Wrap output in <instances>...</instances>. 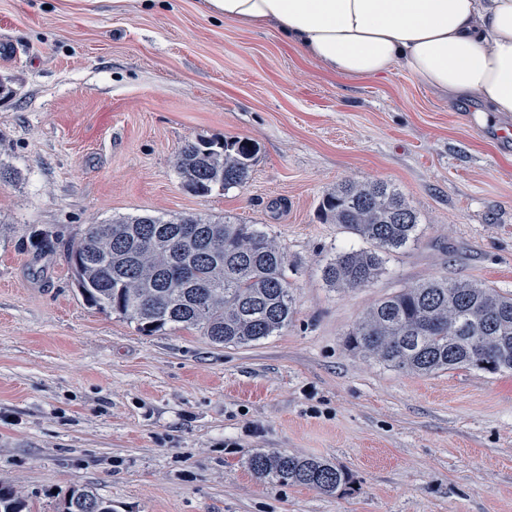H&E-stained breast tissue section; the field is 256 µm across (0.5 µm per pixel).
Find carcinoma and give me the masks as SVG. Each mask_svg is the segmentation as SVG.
<instances>
[{"mask_svg": "<svg viewBox=\"0 0 512 512\" xmlns=\"http://www.w3.org/2000/svg\"><path fill=\"white\" fill-rule=\"evenodd\" d=\"M245 139L198 138L178 150L175 167L195 196L243 186L257 159ZM323 219L372 248L336 253L321 269L333 288H364L384 255L417 239L419 216L385 182H343L327 192ZM86 304L135 324L151 336L194 330L211 343L242 346L288 326L293 296L288 258L256 224L224 216L164 218L127 214L87 225L80 239H57ZM347 345L396 371L430 376L457 368L512 372V295L446 279L403 288L378 301L347 332ZM249 467L259 479L344 491L349 473L332 462L285 452H258ZM0 512H30L17 492L0 488ZM62 512H114L112 500L73 487Z\"/></svg>", "mask_w": 512, "mask_h": 512, "instance_id": "carcinoma-1", "label": "carcinoma"}]
</instances>
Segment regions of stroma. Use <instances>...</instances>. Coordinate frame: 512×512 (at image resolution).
<instances>
[{
  "label": "stroma",
  "mask_w": 512,
  "mask_h": 512,
  "mask_svg": "<svg viewBox=\"0 0 512 512\" xmlns=\"http://www.w3.org/2000/svg\"><path fill=\"white\" fill-rule=\"evenodd\" d=\"M0 485L32 512L88 486L115 512H512V373L395 371L345 345L385 296L433 278L512 294V142L405 69L334 76L275 27L206 0H0ZM240 138L246 185L187 193L178 149ZM344 181H384L419 217L418 240L367 287L321 267L361 238L323 222ZM226 216L288 256L295 314L240 347L198 332L141 335L90 308L62 249L122 214ZM284 451L346 469L326 494L257 479Z\"/></svg>",
  "instance_id": "1"
}]
</instances>
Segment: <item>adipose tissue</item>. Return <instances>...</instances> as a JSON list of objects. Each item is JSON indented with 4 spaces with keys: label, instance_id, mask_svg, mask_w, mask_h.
I'll use <instances>...</instances> for the list:
<instances>
[{
    "label": "adipose tissue",
    "instance_id": "obj_1",
    "mask_svg": "<svg viewBox=\"0 0 512 512\" xmlns=\"http://www.w3.org/2000/svg\"><path fill=\"white\" fill-rule=\"evenodd\" d=\"M250 27L274 26L306 59L375 79L402 67L433 90L512 116V0H206Z\"/></svg>",
    "mask_w": 512,
    "mask_h": 512
}]
</instances>
